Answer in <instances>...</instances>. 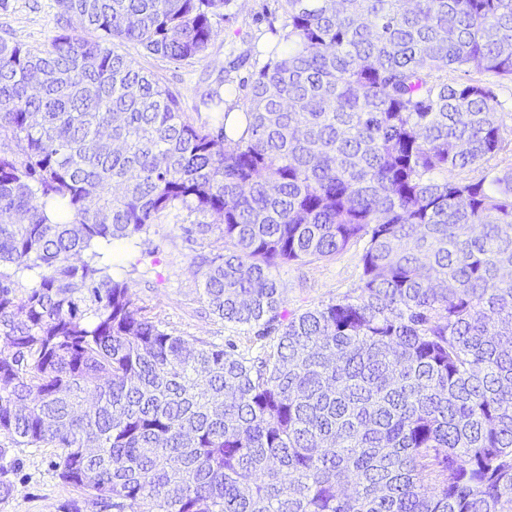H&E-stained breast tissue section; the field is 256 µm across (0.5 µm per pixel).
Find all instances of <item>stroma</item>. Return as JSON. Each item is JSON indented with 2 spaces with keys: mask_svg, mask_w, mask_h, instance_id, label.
I'll list each match as a JSON object with an SVG mask.
<instances>
[{
  "mask_svg": "<svg viewBox=\"0 0 512 512\" xmlns=\"http://www.w3.org/2000/svg\"><path fill=\"white\" fill-rule=\"evenodd\" d=\"M284 0H231L212 19L213 38L203 60L173 63L144 54L132 44L122 51L136 65L153 72L160 81L178 91L184 112L196 123L210 114L203 104L209 91H219L232 110L247 109L248 85L266 62L270 50H284L288 31ZM76 18H63L56 0H0V35L5 34L28 47H40L61 32L77 28ZM469 79L492 88L507 130L501 149L485 162L465 169H452L453 182H476L489 174L512 171V79L500 78L469 67ZM223 241L218 233L205 238H187L175 226L163 225L151 236L142 252L119 253L113 259V274L133 288L139 306L148 315L159 316L174 334L201 338L220 345H235L238 352L257 355L265 338L256 327L236 325L213 315L202 296L195 257L218 252ZM363 242L351 243L336 256L307 259L273 267L272 276L283 290L282 311L286 316L357 295L362 276ZM59 449L12 448L6 477L15 492L0 500V512H63L78 493L64 483L57 470Z\"/></svg>",
  "mask_w": 512,
  "mask_h": 512,
  "instance_id": "1",
  "label": "stroma"
}]
</instances>
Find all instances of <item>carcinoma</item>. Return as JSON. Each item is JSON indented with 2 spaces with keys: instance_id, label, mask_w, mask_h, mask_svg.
<instances>
[{
  "instance_id": "1",
  "label": "carcinoma",
  "mask_w": 512,
  "mask_h": 512,
  "mask_svg": "<svg viewBox=\"0 0 512 512\" xmlns=\"http://www.w3.org/2000/svg\"><path fill=\"white\" fill-rule=\"evenodd\" d=\"M0 36V434L61 450L63 512H512V0H284L286 40L196 124L117 51L201 60L230 0H57ZM92 34L87 38L84 33ZM195 215L213 314L282 332L244 356L168 331L110 247ZM367 239L360 293L283 322L270 269ZM78 28L75 17L62 19L56 0H0V35L28 47H42L62 31ZM467 70L466 75L463 72L448 71V81L460 78L472 79L491 87L501 103L500 112L504 113L503 118L507 129L503 135L504 141L501 149L488 157L485 162L465 169H449L447 173L439 175L440 179L448 178V181L453 182H477L486 176L489 179L491 173L502 175L512 170V79L490 75L474 65Z\"/></svg>"
}]
</instances>
